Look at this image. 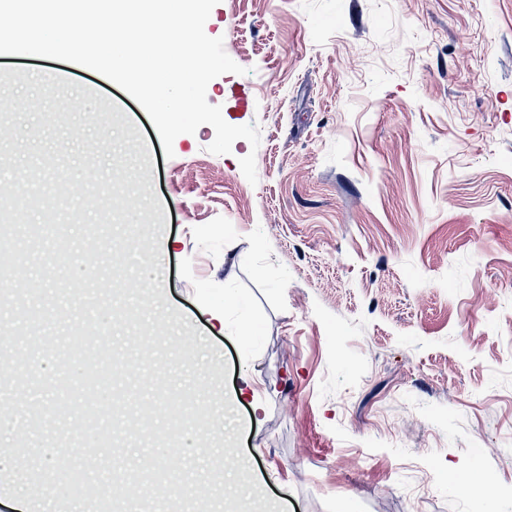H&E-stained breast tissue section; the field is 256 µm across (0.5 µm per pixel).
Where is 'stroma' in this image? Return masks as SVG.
I'll return each instance as SVG.
<instances>
[{
	"mask_svg": "<svg viewBox=\"0 0 512 512\" xmlns=\"http://www.w3.org/2000/svg\"><path fill=\"white\" fill-rule=\"evenodd\" d=\"M205 32L246 69L207 99L258 148L211 154L204 125L166 156L100 74L0 54V195L59 162L58 198L99 200L65 241L111 213L207 512H512V0H220ZM25 396L0 375V456L36 498Z\"/></svg>",
	"mask_w": 512,
	"mask_h": 512,
	"instance_id": "1",
	"label": "stroma"
}]
</instances>
